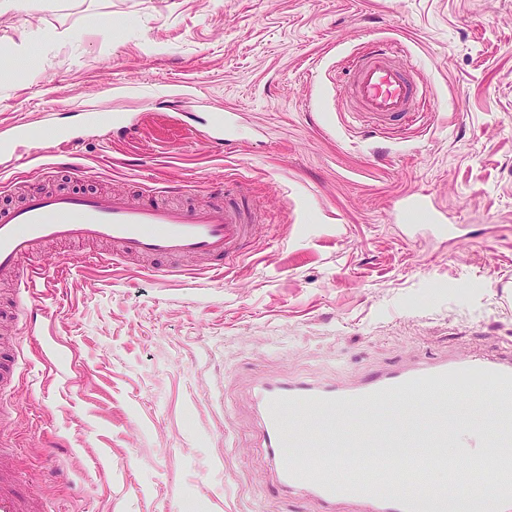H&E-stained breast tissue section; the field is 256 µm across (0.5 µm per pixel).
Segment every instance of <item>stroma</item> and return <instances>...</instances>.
Here are the masks:
<instances>
[{
	"mask_svg": "<svg viewBox=\"0 0 512 512\" xmlns=\"http://www.w3.org/2000/svg\"><path fill=\"white\" fill-rule=\"evenodd\" d=\"M56 29L71 40L47 41ZM379 39L430 108L384 138L337 92ZM33 41L37 66H0V139L72 126L75 105L135 120L45 145L51 181L0 157V209L160 180L186 207L234 184L262 216L222 278L72 243L43 251L32 312L0 279L19 378L0 387V470L44 512H321L275 489L256 381H356L512 343V0H16L0 50ZM224 111L239 133L220 149L205 120ZM411 191L456 240L390 222Z\"/></svg>",
	"mask_w": 512,
	"mask_h": 512,
	"instance_id": "obj_1",
	"label": "stroma"
}]
</instances>
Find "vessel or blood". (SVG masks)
Returning a JSON list of instances; mask_svg holds the SVG:
<instances>
[{"mask_svg":"<svg viewBox=\"0 0 512 512\" xmlns=\"http://www.w3.org/2000/svg\"><path fill=\"white\" fill-rule=\"evenodd\" d=\"M392 43L377 41L352 60V79L340 91L386 135L402 121L418 117L426 89L411 71L398 67ZM76 126L51 130L53 139L75 145L93 130L109 125L124 130L128 112L88 106L77 112ZM217 145L236 132L234 113L208 120ZM39 140L26 124H17L3 151H28L41 158ZM163 187L148 185L138 199L121 194L41 193L18 208L0 211V273H13L20 285L36 287L46 269L35 251L40 243L109 241L120 258L135 256H203L232 262L249 233L250 211L232 194L223 202L190 209L159 204ZM391 223L415 232L419 224L443 234L454 233L426 193L396 198ZM476 376L490 392L492 405L482 425L465 427L451 418L448 402L462 380ZM425 402V424L409 446H401V419L407 405ZM256 406L260 437L276 470V485L285 494H308L325 512L348 503L358 512H472L469 493L415 480L411 486L376 491L367 479L382 471L401 479L408 471L425 472L447 464L448 442L462 439L459 473L478 477L486 491L485 512H512V346L498 354L466 358L440 356L369 374L357 382L326 385L305 379L262 381ZM0 512H39L13 476L0 475Z\"/></svg>","mask_w":512,"mask_h":512,"instance_id":"b4317fda","label":"vessel or blood"}]
</instances>
